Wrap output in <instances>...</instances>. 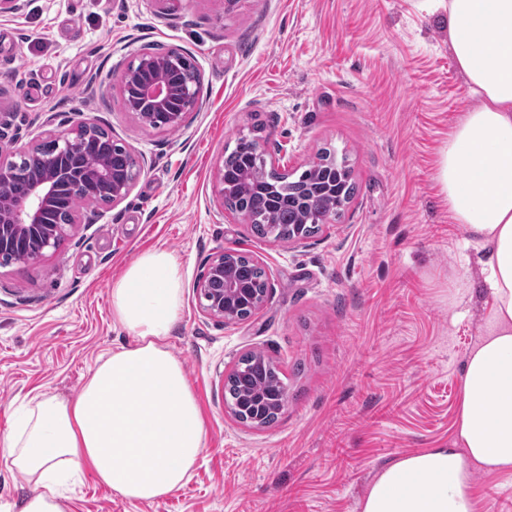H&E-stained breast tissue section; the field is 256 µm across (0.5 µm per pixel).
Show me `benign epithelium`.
<instances>
[{"instance_id":"obj_1","label":"benign epithelium","mask_w":512,"mask_h":512,"mask_svg":"<svg viewBox=\"0 0 512 512\" xmlns=\"http://www.w3.org/2000/svg\"><path fill=\"white\" fill-rule=\"evenodd\" d=\"M185 53L179 48L155 52L144 48L124 71L120 83L127 112L149 126L158 112L166 114L171 129H183L190 120L201 88V74L189 71L179 83L168 77L169 69ZM98 138V124L82 118L54 141L62 150L74 155L87 151ZM145 158L130 156V166L122 173L109 167L74 170L61 162L56 152L40 146H16L0 126V258L26 245L36 262L49 250H55L69 233L82 223L84 211L101 204L122 202L130 193ZM23 180L27 191L17 201L9 189ZM238 252L221 250L212 257L201 275L197 288L203 299L202 312L224 324L241 321L239 311L245 307L258 311L267 290L253 287L233 273V258Z\"/></svg>"}]
</instances>
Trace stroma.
Masks as SVG:
<instances>
[{
	"mask_svg": "<svg viewBox=\"0 0 512 512\" xmlns=\"http://www.w3.org/2000/svg\"><path fill=\"white\" fill-rule=\"evenodd\" d=\"M179 48L202 77L178 131L126 112L119 79L141 49ZM444 13L424 0H29L0 15V113L19 144L93 118L147 159L129 195L41 261L0 266V435L32 396L76 397L97 357L132 337L112 281L162 248L183 280L169 340L206 447L186 485L154 503L85 473L69 512H358L384 463L454 439L464 361L492 298L436 180L470 106ZM296 176L346 156L356 193L305 243L255 237L221 211L216 171L242 135ZM262 266L247 321L204 316L196 283L220 249ZM279 366L288 401L260 430L225 411L247 352ZM477 512H512V475L476 471Z\"/></svg>",
	"mask_w": 512,
	"mask_h": 512,
	"instance_id": "obj_1",
	"label": "stroma"
}]
</instances>
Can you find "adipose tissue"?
Listing matches in <instances>:
<instances>
[{"label":"adipose tissue","mask_w":512,"mask_h":512,"mask_svg":"<svg viewBox=\"0 0 512 512\" xmlns=\"http://www.w3.org/2000/svg\"><path fill=\"white\" fill-rule=\"evenodd\" d=\"M477 105L441 148L437 182L482 252L491 318L461 374L455 440L384 466L359 512H476L475 470L512 474V0H431ZM173 255L142 252L112 283V317L135 343L101 355L76 398L34 396L0 452L34 483L21 512H68L67 479L92 472L130 502L179 490L205 448L201 410L168 341L180 320Z\"/></svg>","instance_id":"ef3b65f1"}]
</instances>
